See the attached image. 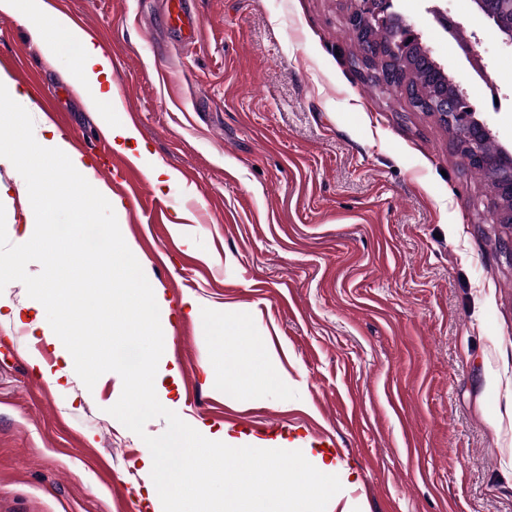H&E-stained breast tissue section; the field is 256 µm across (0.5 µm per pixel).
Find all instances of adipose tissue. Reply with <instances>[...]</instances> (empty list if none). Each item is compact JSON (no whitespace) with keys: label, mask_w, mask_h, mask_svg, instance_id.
Returning a JSON list of instances; mask_svg holds the SVG:
<instances>
[{"label":"adipose tissue","mask_w":512,"mask_h":512,"mask_svg":"<svg viewBox=\"0 0 512 512\" xmlns=\"http://www.w3.org/2000/svg\"><path fill=\"white\" fill-rule=\"evenodd\" d=\"M29 21L33 38H40L49 27L64 39L77 41L82 48L79 69L66 74V81L91 108L111 102L112 65L91 35L72 27L65 16L44 14L40 0H34ZM204 457L211 467L233 472L247 486L246 493L225 500L224 512H258L264 496L269 499L271 512H311L313 500H330L337 494L332 479L334 463L317 459L316 467L325 480L316 484L311 482L307 466L285 474L271 457L256 456L242 440L199 422L190 427L175 426L143 457L147 480L136 493L149 512H213L208 495L198 491V466Z\"/></svg>","instance_id":"ef3b65f1"}]
</instances>
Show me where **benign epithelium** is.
<instances>
[{
  "label": "benign epithelium",
  "instance_id": "obj_1",
  "mask_svg": "<svg viewBox=\"0 0 512 512\" xmlns=\"http://www.w3.org/2000/svg\"><path fill=\"white\" fill-rule=\"evenodd\" d=\"M347 16L349 30L359 46L356 62L365 65L378 56L398 57L405 62H422L438 84V91L429 99L420 97L418 90L401 82L396 71L380 72L375 82L382 90L401 88L413 107H424L448 120L459 137L462 148L468 150L476 164L486 171L496 184L503 208L492 214L495 224H512V152L498 148L491 153L483 146L494 141V134L481 118L467 93L460 89L423 45L422 34L402 16L393 12V0H353ZM475 13L494 31L501 42L512 47V0H472ZM385 23L392 29L388 43L373 44L366 33L374 24Z\"/></svg>",
  "mask_w": 512,
  "mask_h": 512
}]
</instances>
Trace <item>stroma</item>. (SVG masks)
I'll list each match as a JSON object with an SVG mask.
<instances>
[{"label": "stroma", "mask_w": 512, "mask_h": 512, "mask_svg": "<svg viewBox=\"0 0 512 512\" xmlns=\"http://www.w3.org/2000/svg\"><path fill=\"white\" fill-rule=\"evenodd\" d=\"M110 60L114 98L88 111L48 55L27 2L0 12V75L51 100L54 123L105 186L125 242L164 288L178 384L168 400L254 453L281 437L284 471L335 460L327 512H512V228L438 118L355 65L350 0H189L194 48L164 27L163 0H59ZM456 23L450 34L433 10ZM435 59L512 145V48L470 0H396ZM146 146L131 194L106 125ZM174 176L156 184L153 168ZM6 231L33 218L0 157ZM193 297L198 316L181 314ZM257 342L234 384L222 355ZM222 355H214L215 344ZM41 359L47 367L32 365ZM56 348L0 319V512H143L148 447L107 409L114 372L86 388Z\"/></svg>", "instance_id": "35a3bbf8"}]
</instances>
